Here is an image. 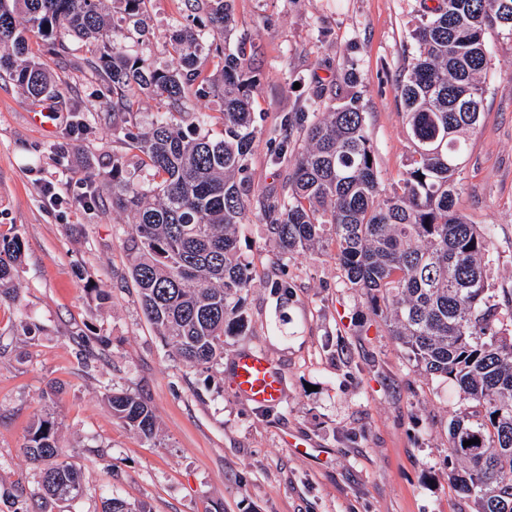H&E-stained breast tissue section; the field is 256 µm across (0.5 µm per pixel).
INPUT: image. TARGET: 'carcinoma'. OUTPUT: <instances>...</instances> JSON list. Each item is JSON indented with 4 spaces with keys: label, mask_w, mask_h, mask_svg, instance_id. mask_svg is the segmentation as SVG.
<instances>
[{
    "label": "carcinoma",
    "mask_w": 512,
    "mask_h": 512,
    "mask_svg": "<svg viewBox=\"0 0 512 512\" xmlns=\"http://www.w3.org/2000/svg\"><path fill=\"white\" fill-rule=\"evenodd\" d=\"M124 18L110 24L105 0H0V68L35 101L54 97L72 112L28 34L53 46L70 38L90 46V68L108 88L104 107L148 178L134 181L112 160V209L133 216L130 274L142 310L176 355L212 366L224 337L246 330L244 294L252 275L239 252V229L252 217L248 155L257 137L252 112L258 80L235 0H192L201 28L170 37L174 67L130 55L122 26L146 35L151 0H118ZM512 29V0H438L413 30L416 51L395 91L412 152L392 194H382L360 96L318 112L303 126L304 145L289 165L288 189L262 216L286 255L334 237L346 283L360 289L389 333L424 373L455 382L468 412L448 427V482L475 512H512V336L486 284L490 233L457 208L470 133L479 126L491 58L485 34ZM145 95L163 113L133 131ZM207 96L220 99L224 135L201 136L173 121ZM19 236L0 235V300L16 298ZM112 415L148 441L155 416L140 394L112 387ZM470 439L478 443L463 446ZM42 466L39 512L83 493L79 470L59 446L55 422L38 418L22 445ZM102 512H146L118 497Z\"/></svg>",
    "instance_id": "cac0c4a2"
}]
</instances>
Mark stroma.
I'll return each mask as SVG.
<instances>
[{
  "mask_svg": "<svg viewBox=\"0 0 512 512\" xmlns=\"http://www.w3.org/2000/svg\"><path fill=\"white\" fill-rule=\"evenodd\" d=\"M238 32L260 80L259 134L249 155L254 213L240 229L253 274L247 330L224 339L210 368L180 360L142 314L129 272L131 218L111 203L112 162L136 164L112 135L103 85L85 65L87 46L54 53L30 35L78 111L53 130L32 125L37 107L0 71V235L20 236L16 299L0 301V512L16 489L38 496L40 471L21 444L46 415L83 474L80 498L62 512H101L106 498L148 512H473L448 481V424L467 402L431 377L346 285L329 241L280 256L260 210L280 196L287 163L270 137L286 118L338 104L354 73L382 188L411 153L394 85L415 51L420 0H235ZM184 0H151L147 38L130 53L168 65V41L190 24ZM491 66L484 110L469 141L459 210L490 227L489 293L512 298V32L486 34ZM52 182L58 195L43 191ZM287 269V291L275 289ZM265 354L284 377L282 400L258 407L236 394L234 355ZM95 356L84 366L82 352ZM141 393L158 433L144 440L113 417L108 387Z\"/></svg>",
  "mask_w": 512,
  "mask_h": 512,
  "instance_id": "obj_1",
  "label": "stroma"
}]
</instances>
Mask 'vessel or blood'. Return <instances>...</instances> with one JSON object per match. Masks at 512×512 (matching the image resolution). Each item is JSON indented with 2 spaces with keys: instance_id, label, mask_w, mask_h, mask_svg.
Masks as SVG:
<instances>
[{
  "instance_id": "1",
  "label": "vessel or blood",
  "mask_w": 512,
  "mask_h": 512,
  "mask_svg": "<svg viewBox=\"0 0 512 512\" xmlns=\"http://www.w3.org/2000/svg\"><path fill=\"white\" fill-rule=\"evenodd\" d=\"M232 382L239 396L257 406L279 402L284 395L281 371L258 351L243 350L236 354Z\"/></svg>"
}]
</instances>
